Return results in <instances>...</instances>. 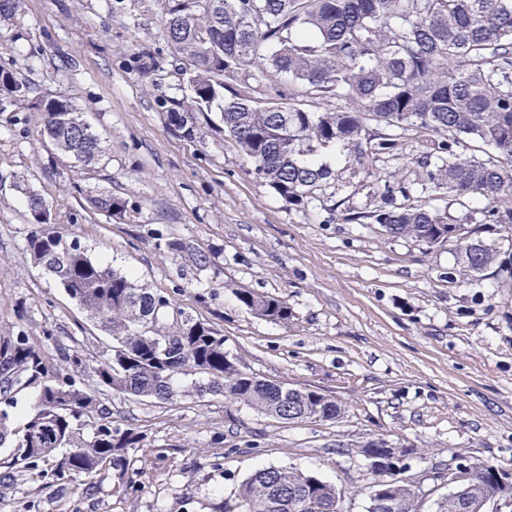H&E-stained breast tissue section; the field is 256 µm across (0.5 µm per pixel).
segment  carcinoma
Segmentation results:
<instances>
[{
	"label": "carcinoma",
	"mask_w": 512,
	"mask_h": 512,
	"mask_svg": "<svg viewBox=\"0 0 512 512\" xmlns=\"http://www.w3.org/2000/svg\"><path fill=\"white\" fill-rule=\"evenodd\" d=\"M162 36L180 62L187 93L162 99L168 124L187 139L197 126L189 114L220 101L221 121L245 160L288 203L300 205L333 180V170L315 160L339 146L361 166L381 155L402 153L400 137H365L368 124L416 128L425 134L415 163L423 190L454 201H486L481 224H512V0H165ZM19 0H0V28L16 23ZM253 68L271 79L295 83L288 98L261 104L234 88L239 71ZM30 88L0 66V112L10 107L41 113L52 150L85 168L99 164L104 138L68 100L29 97ZM329 98L336 107L312 112L302 98ZM485 154H462L463 140ZM381 204L347 222L369 220L394 237L429 246L445 241L448 215L422 197L410 201L394 175L379 173ZM24 218L33 225L25 250L43 266L111 340L90 360L84 352L57 346L60 364L51 366L33 337L21 331L0 336L8 357L0 369V447L12 448L0 462V486L16 474L67 448L54 473L80 479L85 492L103 469L125 473L129 451L144 434L133 423L112 420L100 395L111 392L161 403L188 391L221 395L229 403L285 421H334L342 405L321 392L284 394L280 383L247 375L224 351V335L211 323L175 307L171 296L143 287L137 278L93 259L76 236L70 238L40 217L46 202L23 182ZM403 201H398V197ZM95 213H125L128 201L100 191L86 197ZM459 273H480L497 261V251L453 225ZM164 259H183L202 272L212 251L185 239L158 234ZM253 314L288 322V304L249 288L235 291ZM35 389V399L16 417V396ZM385 441L361 446L363 456L403 458L405 448ZM366 512H415L414 482L371 468ZM512 499V474L486 462L464 466L437 512H463L467 497ZM336 485L286 467H262L244 479L224 512H341Z\"/></svg>",
	"instance_id": "carcinoma-1"
}]
</instances>
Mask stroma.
Returning a JSON list of instances; mask_svg holds the SVG:
<instances>
[{
  "mask_svg": "<svg viewBox=\"0 0 512 512\" xmlns=\"http://www.w3.org/2000/svg\"><path fill=\"white\" fill-rule=\"evenodd\" d=\"M165 9V0L117 8L112 0H22L16 28L0 30V65L34 95L68 98L106 148L94 170L76 167L47 149L40 113L0 112V336L44 337L53 365L56 344L93 358L108 342L31 263L25 197L12 188L22 176L47 202L50 222L78 235L92 258L135 272L213 323L246 371L334 396L343 413L287 422L212 395L159 404L111 394L113 418L146 435L130 452L128 475L100 471L97 493L85 495L45 464L0 487V512H222L262 466L320 475L341 491L342 512H365L372 474L358 448L373 439L409 449L418 512H436L448 493L437 467L483 461L512 473V228L481 223L482 199L434 195L449 222L498 252V265L463 276L453 243L430 247L344 222L377 209L380 197L371 171L340 147L316 157L335 181L296 206L251 172L217 110L195 113L196 138L181 137L161 106L182 84L161 35ZM145 47L163 60L146 78L137 70ZM401 136L402 159L376 168L401 171L417 198L421 135ZM100 190L126 198L127 212L85 210L86 194ZM158 231L212 250L211 267L199 273L161 260ZM237 286L283 298L291 318L253 315ZM201 293L208 305L198 303Z\"/></svg>",
  "mask_w": 512,
  "mask_h": 512,
  "instance_id": "stroma-1",
  "label": "stroma"
}]
</instances>
